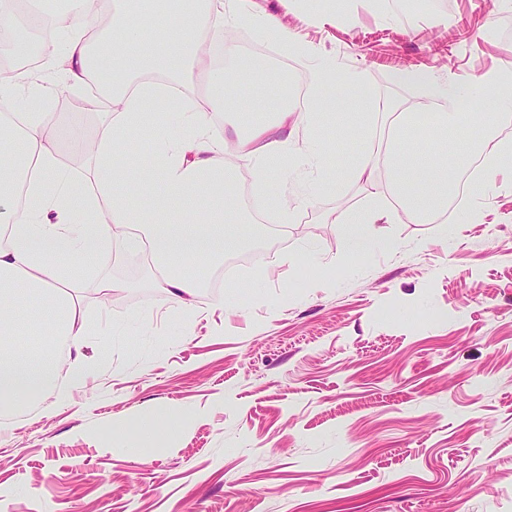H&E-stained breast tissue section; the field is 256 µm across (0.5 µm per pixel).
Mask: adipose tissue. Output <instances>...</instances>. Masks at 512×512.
<instances>
[{
    "instance_id": "adipose-tissue-1",
    "label": "adipose tissue",
    "mask_w": 512,
    "mask_h": 512,
    "mask_svg": "<svg viewBox=\"0 0 512 512\" xmlns=\"http://www.w3.org/2000/svg\"><path fill=\"white\" fill-rule=\"evenodd\" d=\"M100 0H73L63 41L34 40L19 23L13 0H0V43L19 60L37 52L60 60L58 82H36L16 71L0 82V108L11 107L14 92L28 89L33 98H49L90 79H103L102 93L112 103L96 132V190L70 175L59 158L55 131L42 113L21 116L22 131L0 121V405L14 409L40 398L56 377L60 361L54 350L30 351L24 336H50L62 341L67 356L82 357L88 327L69 290L82 271L100 263L115 238L148 252L155 271L173 299L191 307L209 268L225 254L249 247L255 216L265 223H286L278 210L253 203L243 209L234 177L224 173V156L233 154L254 165L259 188L288 163L307 159L317 141V128L327 113L343 109L362 112L356 71L306 41L275 14H262L255 0H119L112 26L95 38L93 20ZM248 22L268 38L295 51L307 62L303 76L308 89L304 107L278 105L271 120L249 134L230 139L214 136V118L224 113L229 76H252L253 60L228 48L219 62L202 63L210 34L224 26ZM196 74L204 90L201 103L150 83L153 75L178 79ZM337 76L352 91L340 100L327 98L325 81ZM397 83L417 88L420 102H386L382 110L386 149L375 159L364 147L346 173L351 181H378L398 197V206L383 215L357 211L343 230L348 254L369 250L375 224H394L400 214L415 223L435 224L448 211L456 172L472 155L484 157L481 175L470 184V199L493 187L499 172L512 166V143L498 138L501 126L512 124V70L495 68L481 81L503 88V95L479 119L480 133L464 147L449 150L448 137L466 119L459 107L469 88L455 76L439 77L426 69L396 72ZM161 121L179 116L181 125L155 138L153 163L129 161L119 168L114 157L128 131L145 114Z\"/></svg>"
}]
</instances>
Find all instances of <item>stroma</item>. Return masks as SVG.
<instances>
[{
	"instance_id": "stroma-1",
	"label": "stroma",
	"mask_w": 512,
	"mask_h": 512,
	"mask_svg": "<svg viewBox=\"0 0 512 512\" xmlns=\"http://www.w3.org/2000/svg\"><path fill=\"white\" fill-rule=\"evenodd\" d=\"M359 71L374 102L413 97L392 81L421 68L467 81L474 112L499 94L481 76L512 68V11L494 0H401L381 20L314 24L286 0H257ZM86 88L30 104L60 128L69 172L95 181L70 131L95 136ZM329 113L319 136L342 171L381 113ZM313 167L270 184L288 211L283 238L257 234L263 259L240 263L191 308L141 285L124 242L71 294L89 321L92 374L64 360L35 404L0 415V512H512V170L479 220L380 224L394 249L351 256L342 227L380 206L366 182L313 186ZM119 288L102 296L99 280ZM178 415L130 457L145 417Z\"/></svg>"
}]
</instances>
